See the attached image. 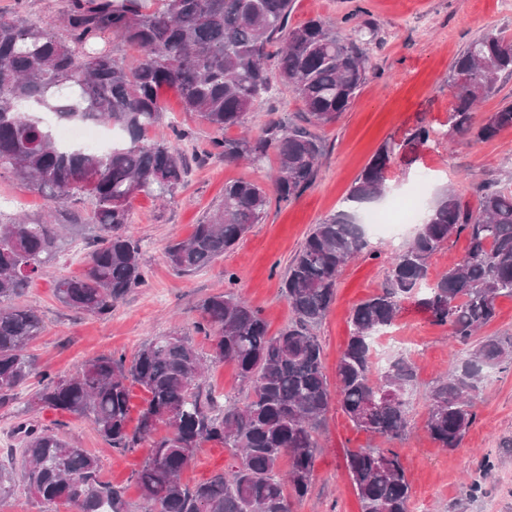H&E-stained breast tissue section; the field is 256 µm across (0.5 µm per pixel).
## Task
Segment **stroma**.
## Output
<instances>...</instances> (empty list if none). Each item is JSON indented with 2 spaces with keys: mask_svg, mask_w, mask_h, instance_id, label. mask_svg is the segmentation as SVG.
Wrapping results in <instances>:
<instances>
[{
  "mask_svg": "<svg viewBox=\"0 0 512 512\" xmlns=\"http://www.w3.org/2000/svg\"><path fill=\"white\" fill-rule=\"evenodd\" d=\"M351 13L369 26L359 45L372 69L346 112L334 123L311 128L324 147L312 184L295 200L271 203L262 222L253 225L234 250L188 274L170 268L166 248L187 239L194 224L212 213L225 183L245 179L267 189L272 186L271 163L224 161L215 153L213 140L235 139L244 131L259 138L273 119L301 127L306 121L298 98L281 88L255 102L244 129L219 133L183 112L176 91L164 92L163 119L149 137L171 139L175 125L188 130L190 137L181 149L189 171L174 199L164 202L142 193L132 201L130 229L140 243L149 281L127 294L103 318L63 306L54 295V283L60 277L81 274L86 245L82 239L33 279L20 302L36 309L44 324L41 335L27 349L37 374L16 395L0 402V461L6 449L19 442L18 427L34 423L75 439L97 456L101 481L124 487L132 512H139L135 474L147 459L149 447L119 452L99 438L88 419L50 409L28 410L27 401L41 387L43 374H73L85 360L102 353L129 356L142 343L175 330L191 336L201 350H209V338L197 328L198 305L223 292L228 270L237 276V292L263 310L270 334L279 333L293 317L281 294V283L309 229L342 209L354 181L385 142H404L421 125L447 123L453 104L448 70L473 39L488 28L512 37V11L503 9L501 0H295L289 23L295 27L319 18L338 27ZM424 169L434 172L425 199L447 187L461 201L475 203L480 184L512 185V129L502 130L490 141L468 136L440 140L419 150L414 162L397 156L375 207L390 206L410 192ZM48 207L43 196L29 191L10 173L0 174V219L22 213L37 216ZM415 233L411 226L395 239L369 235L368 251L340 271L336 299L313 330L323 347L328 381L336 379V363L350 335L353 307L382 289L391 257ZM392 332L419 346L411 355L418 366V385L411 398L408 433L395 444L411 486V512H512V368L490 374L475 400V423L459 447L444 450L426 430L427 390L465 357L466 347L452 338L449 327L433 324L411 300L403 303ZM380 442V437L356 428L339 407H332L319 434L322 452L311 492L294 503L293 512H361L345 466L346 454ZM235 463L223 445L207 443L197 450L184 481L208 480Z\"/></svg>",
  "mask_w": 512,
  "mask_h": 512,
  "instance_id": "stroma-1",
  "label": "stroma"
}]
</instances>
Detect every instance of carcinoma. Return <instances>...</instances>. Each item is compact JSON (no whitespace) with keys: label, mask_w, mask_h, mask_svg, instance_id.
Here are the masks:
<instances>
[{"label":"carcinoma","mask_w":512,"mask_h":512,"mask_svg":"<svg viewBox=\"0 0 512 512\" xmlns=\"http://www.w3.org/2000/svg\"><path fill=\"white\" fill-rule=\"evenodd\" d=\"M293 0H67L62 31L19 14L0 13V171L57 203L88 198L84 222L57 210L49 217L0 222V400L26 384L32 364L25 353L43 331L40 315L15 305L28 283L78 238L94 249L78 276L56 280L65 307L103 317L134 288L148 283L141 247L129 230L131 200L148 192L170 200L184 185L187 165L179 142L150 141L164 112L161 92H178L183 111L220 132L245 123L272 78L302 102L307 122L332 123L346 111L369 71L366 55L348 31L312 18L288 26ZM114 35L138 49L132 62L97 48ZM512 75V37L488 30L454 59L448 87L454 99L448 131L421 125L402 144L386 143L372 156L345 197L349 207L314 225L293 257L282 293L294 320L269 335L262 311L233 288L199 306V326L212 333L209 352L173 333L143 343L131 359L98 355L69 376L46 375L30 408H50L89 419L98 435L120 451L150 444L137 473L142 512H292L310 492L321 452L317 435L331 402L353 424L388 441L409 425L410 392L417 367L400 355L383 366L372 360L373 339L390 329L403 302L413 299L452 337L470 346L448 375L428 391L426 430L440 448H455L476 419L471 392L496 369L512 366V337L480 336L497 315L496 301L512 297V188L482 184L477 203L464 205L452 191L437 194L420 228L390 262L381 292L357 304L350 336L336 366V391L323 372L322 349L312 333L336 297L340 269L369 247L356 206L383 193L392 155L407 146L429 148L439 137L495 138L512 128V103L473 121L475 106L493 96L501 75ZM94 122L120 140L107 153L67 148L53 125ZM224 160L263 161L273 152L276 201L298 198L313 182L322 143L305 129L273 120L263 138L216 139ZM260 185L224 184V195L185 241L166 249L178 273L202 269L232 250L271 204ZM465 253L434 281L429 260L454 235ZM234 363L247 402L220 408L203 394L206 364ZM148 396L134 431L128 430L129 385ZM164 424L168 432L157 433ZM20 461L0 464V501L22 486L39 501L63 502L73 512H130L124 491L98 479L99 460L73 441L33 425L19 427ZM216 442L239 460L228 473L189 486L181 479L195 449ZM289 468L281 473L280 461ZM361 512H409L410 484L393 448H361L346 455Z\"/></svg>","instance_id":"1"}]
</instances>
